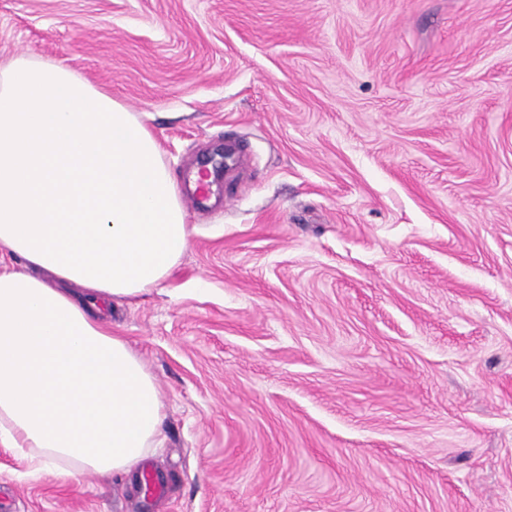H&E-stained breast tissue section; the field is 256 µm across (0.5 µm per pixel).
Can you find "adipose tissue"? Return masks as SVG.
<instances>
[{
  "label": "adipose tissue",
  "instance_id": "1",
  "mask_svg": "<svg viewBox=\"0 0 512 512\" xmlns=\"http://www.w3.org/2000/svg\"><path fill=\"white\" fill-rule=\"evenodd\" d=\"M191 229L150 131L53 64L0 67V444L62 479L130 474L165 405L102 306L170 276Z\"/></svg>",
  "mask_w": 512,
  "mask_h": 512
}]
</instances>
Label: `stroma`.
I'll use <instances>...</instances> for the list:
<instances>
[{
    "mask_svg": "<svg viewBox=\"0 0 512 512\" xmlns=\"http://www.w3.org/2000/svg\"><path fill=\"white\" fill-rule=\"evenodd\" d=\"M136 114L188 192L162 287L104 318L168 480L29 475L8 512H512V0H0V65Z\"/></svg>",
    "mask_w": 512,
    "mask_h": 512,
    "instance_id": "obj_1",
    "label": "stroma"
}]
</instances>
